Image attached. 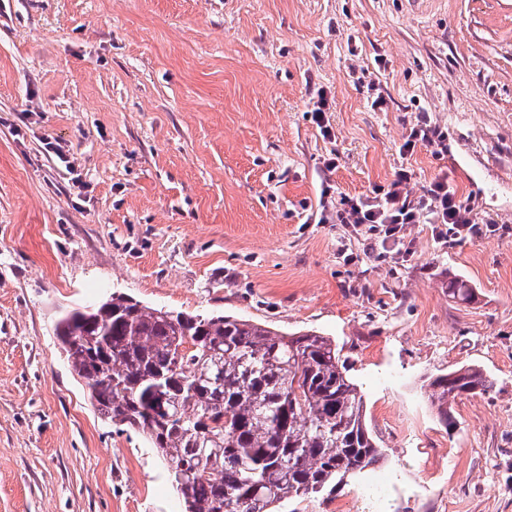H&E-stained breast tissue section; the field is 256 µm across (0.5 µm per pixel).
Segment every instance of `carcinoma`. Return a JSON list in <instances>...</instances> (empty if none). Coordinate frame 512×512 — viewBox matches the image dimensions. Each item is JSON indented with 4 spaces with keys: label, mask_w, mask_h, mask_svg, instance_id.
Returning <instances> with one entry per match:
<instances>
[{
    "label": "carcinoma",
    "mask_w": 512,
    "mask_h": 512,
    "mask_svg": "<svg viewBox=\"0 0 512 512\" xmlns=\"http://www.w3.org/2000/svg\"><path fill=\"white\" fill-rule=\"evenodd\" d=\"M446 289L461 303L476 298L456 275ZM56 336L95 411L143 434L166 461L185 512L331 500L385 460L335 340L317 331L175 313L114 294L67 312ZM495 385L462 366L428 377V398L451 432L452 403Z\"/></svg>",
    "instance_id": "carcinoma-1"
}]
</instances>
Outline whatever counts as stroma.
<instances>
[{
  "label": "stroma",
  "mask_w": 512,
  "mask_h": 512,
  "mask_svg": "<svg viewBox=\"0 0 512 512\" xmlns=\"http://www.w3.org/2000/svg\"><path fill=\"white\" fill-rule=\"evenodd\" d=\"M421 117L446 151L402 152ZM402 169L492 230L364 254L336 208ZM115 292L333 338L388 454L352 512H512V0H0V512H183L56 336ZM463 364L497 386L450 433L423 383ZM448 289V297L461 303H471L475 300L476 294L470 282L459 276L449 274L448 283L445 286Z\"/></svg>",
  "instance_id": "35a3bbf8"
}]
</instances>
